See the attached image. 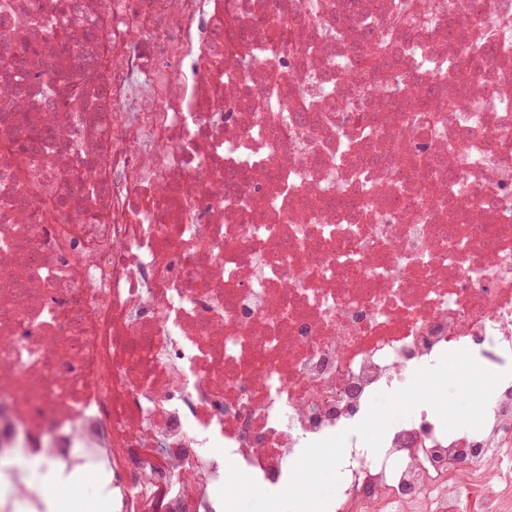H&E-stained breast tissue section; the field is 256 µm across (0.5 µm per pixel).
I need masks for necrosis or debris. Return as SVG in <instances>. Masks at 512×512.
<instances>
[{
	"instance_id": "4bbe7bcc",
	"label": "necrosis or debris",
	"mask_w": 512,
	"mask_h": 512,
	"mask_svg": "<svg viewBox=\"0 0 512 512\" xmlns=\"http://www.w3.org/2000/svg\"><path fill=\"white\" fill-rule=\"evenodd\" d=\"M326 0H0V143L43 131L25 158L0 150V462L12 496L50 492L14 464L105 471L114 512H223L229 466L287 486L304 448L345 433L328 512H512V0H493L490 80L433 77L464 43L439 18L461 0H413L428 55L400 64L443 110L400 130L361 86L337 87L354 44L385 28L391 0H362L324 35ZM316 13L270 83L224 56L247 36L269 57L282 12ZM36 46L26 73L18 39ZM99 74L91 117L59 94ZM316 117L289 111L297 91ZM379 110L371 192L337 163L350 112ZM67 208L55 223L46 209ZM466 350L503 379L481 429L445 431L418 406L379 451L356 432L374 397Z\"/></svg>"
}]
</instances>
